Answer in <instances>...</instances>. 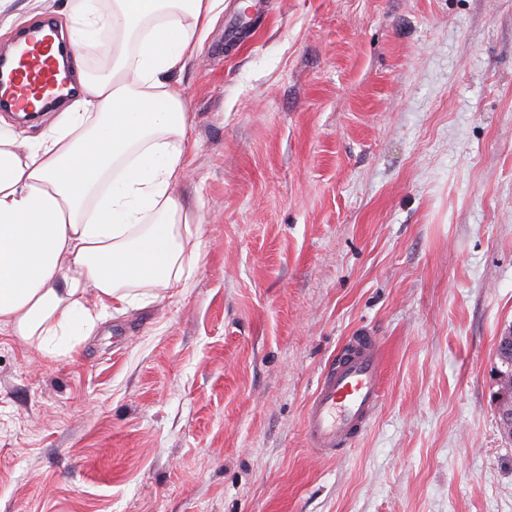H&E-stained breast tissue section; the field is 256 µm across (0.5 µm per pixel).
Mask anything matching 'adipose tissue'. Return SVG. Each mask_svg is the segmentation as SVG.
I'll list each match as a JSON object with an SVG mask.
<instances>
[{
	"label": "adipose tissue",
	"instance_id": "1",
	"mask_svg": "<svg viewBox=\"0 0 512 512\" xmlns=\"http://www.w3.org/2000/svg\"><path fill=\"white\" fill-rule=\"evenodd\" d=\"M73 58L88 46L112 66L81 73L83 96L29 149L0 130V327L40 353L52 336L88 338L140 302L137 285L194 272L184 244L202 233L174 190L186 170L184 69L223 0H69ZM135 51H128V43Z\"/></svg>",
	"mask_w": 512,
	"mask_h": 512
}]
</instances>
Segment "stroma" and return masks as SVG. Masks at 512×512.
Segmentation results:
<instances>
[{
  "mask_svg": "<svg viewBox=\"0 0 512 512\" xmlns=\"http://www.w3.org/2000/svg\"><path fill=\"white\" fill-rule=\"evenodd\" d=\"M224 0L187 66V287L76 347L0 331V512H512V0ZM0 49L68 0H5ZM377 336L351 448L304 436ZM382 397V347L375 336H351L319 376L305 410V437L322 456L349 448L370 424Z\"/></svg>",
  "mask_w": 512,
  "mask_h": 512,
  "instance_id": "stroma-1",
  "label": "stroma"
}]
</instances>
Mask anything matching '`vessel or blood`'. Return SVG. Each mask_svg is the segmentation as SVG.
<instances>
[{
	"label": "vessel or blood",
	"mask_w": 512,
	"mask_h": 512,
	"mask_svg": "<svg viewBox=\"0 0 512 512\" xmlns=\"http://www.w3.org/2000/svg\"><path fill=\"white\" fill-rule=\"evenodd\" d=\"M25 55H0V77L11 83L0 108L48 115L61 97L56 94V61L63 42L50 22L26 30ZM382 397V347L367 333L350 337L334 363L319 376L305 410V437L322 456L349 448L370 424Z\"/></svg>",
	"instance_id": "1"
}]
</instances>
